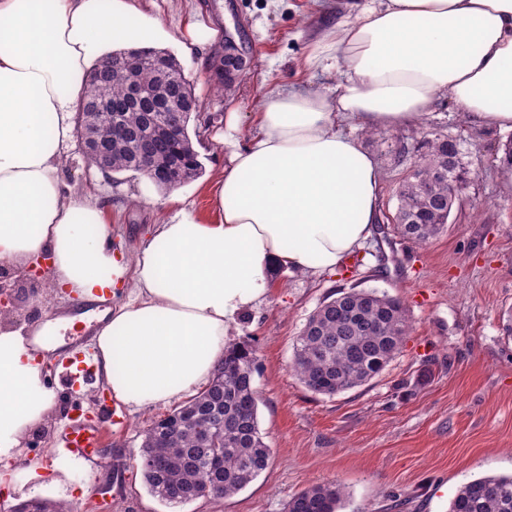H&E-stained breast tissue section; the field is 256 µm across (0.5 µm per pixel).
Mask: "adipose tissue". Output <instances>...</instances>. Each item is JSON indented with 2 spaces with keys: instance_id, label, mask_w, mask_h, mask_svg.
Returning <instances> with one entry per match:
<instances>
[{
  "instance_id": "ef3b65f1",
  "label": "adipose tissue",
  "mask_w": 512,
  "mask_h": 512,
  "mask_svg": "<svg viewBox=\"0 0 512 512\" xmlns=\"http://www.w3.org/2000/svg\"><path fill=\"white\" fill-rule=\"evenodd\" d=\"M168 36L139 0H0V265L50 255L52 285L82 302L132 283L99 330L95 363L133 408L171 403L214 373L274 265L332 271L370 237L381 173L347 122L395 130L445 96L477 126L512 129V0H363L308 48L309 68L341 69L335 95L270 96L248 117V144L230 146L215 219L171 198L127 263L97 201L59 169L87 73L114 48ZM54 327L0 319V456L54 412L32 356Z\"/></svg>"
}]
</instances>
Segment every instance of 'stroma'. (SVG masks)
Returning a JSON list of instances; mask_svg holds the SVG:
<instances>
[{
  "label": "stroma",
  "instance_id": "obj_1",
  "mask_svg": "<svg viewBox=\"0 0 512 512\" xmlns=\"http://www.w3.org/2000/svg\"><path fill=\"white\" fill-rule=\"evenodd\" d=\"M353 0H149L172 34L188 20L222 25L246 56L231 93L211 87L208 64L223 42L183 49L168 43L209 113L193 141L204 170L175 192L156 189L145 177H114L87 170L78 144H70L59 171L69 185L93 194L110 228L112 249L132 258L162 220L170 196L199 219L213 218L209 185L223 171L228 150L220 138L224 114L259 111L279 88L296 84L333 93L340 71L306 68L309 42L318 30L346 16ZM352 132L381 170L380 216L370 238L337 270L304 274L283 267L271 272L272 287L240 314L228 343L255 352L253 384L258 422L271 448L268 467L237 494L171 505L154 496L139 468L117 469L114 447L138 451L142 433L171 405L131 409L118 405L102 454L63 458L56 440L70 417L96 415L111 401L98 378L74 390L65 367L46 380L55 413L17 449L13 481L0 504L35 496L65 501L75 512L107 504L112 512H284L304 488L337 482L345 491L343 512H447L457 489L470 480L512 473V189L505 187L500 158L512 130L470 125L447 98L418 123L397 130L352 125ZM432 134L456 140L469 178L448 224L426 245L403 239L394 226L398 193ZM356 287L398 298L410 328L401 352L370 383L334 396L307 390L291 372L293 347L308 317L338 290ZM24 317L68 323L60 345L78 334L70 323L73 304L62 303L46 283L25 286ZM67 461L69 477L56 466Z\"/></svg>",
  "mask_w": 512,
  "mask_h": 512
}]
</instances>
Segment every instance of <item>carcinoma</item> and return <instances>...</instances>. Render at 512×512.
I'll list each match as a JSON object with an SVG mask.
<instances>
[{"label": "carcinoma", "mask_w": 512, "mask_h": 512, "mask_svg": "<svg viewBox=\"0 0 512 512\" xmlns=\"http://www.w3.org/2000/svg\"><path fill=\"white\" fill-rule=\"evenodd\" d=\"M224 54L216 52L208 68L216 90L230 91L234 76H224ZM162 61L146 64L136 79L149 91L147 100L167 99L159 122L148 120L144 105L128 104L130 74L119 66L90 74L84 110L103 100L114 112L99 116L94 135L109 150V175L139 172L142 144L178 156L185 148L188 165L184 182L202 173L191 123L202 103L194 84L179 72V83L168 89L159 83ZM423 167L399 190L395 224L401 236L427 244L448 224L449 184L464 181L468 172L450 153L448 138L425 140ZM409 330L407 309L400 300L365 289L351 288L324 301L308 318L296 339L292 371L310 391L334 396L360 387L378 376L401 352ZM254 352L240 345L224 349V359L209 383L171 413L144 431L140 470L147 488L169 503H186L201 490L219 502L246 487L268 466L271 448L258 423V393L253 386ZM344 491L336 483L307 487L294 495L286 512H339ZM448 512H512V475L485 476L463 484Z\"/></svg>", "instance_id": "cac0c4a2"}]
</instances>
